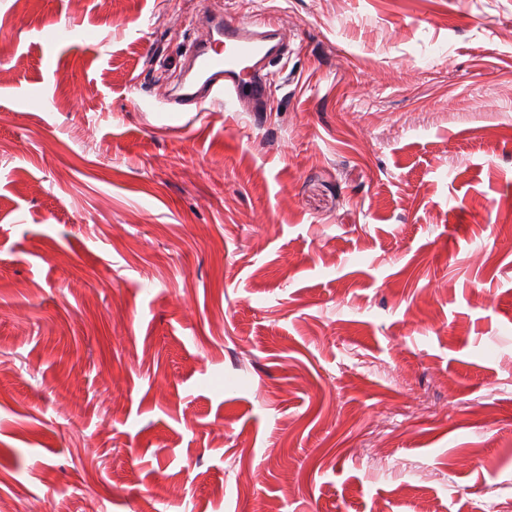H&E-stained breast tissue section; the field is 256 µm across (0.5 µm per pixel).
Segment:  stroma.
I'll return each instance as SVG.
<instances>
[{
    "label": "stroma",
    "instance_id": "obj_1",
    "mask_svg": "<svg viewBox=\"0 0 512 512\" xmlns=\"http://www.w3.org/2000/svg\"><path fill=\"white\" fill-rule=\"evenodd\" d=\"M206 8L288 52L176 135ZM32 497L512 512V0H0V502Z\"/></svg>",
    "mask_w": 512,
    "mask_h": 512
}]
</instances>
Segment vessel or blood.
<instances>
[{"label":"vessel or blood","instance_id":"vessel-or-blood-1","mask_svg":"<svg viewBox=\"0 0 512 512\" xmlns=\"http://www.w3.org/2000/svg\"><path fill=\"white\" fill-rule=\"evenodd\" d=\"M200 37L188 42L182 72L170 89L171 113L193 118L208 102L225 110L265 98L269 63L286 49L283 28L269 18L234 19L221 13L203 15Z\"/></svg>","mask_w":512,"mask_h":512}]
</instances>
